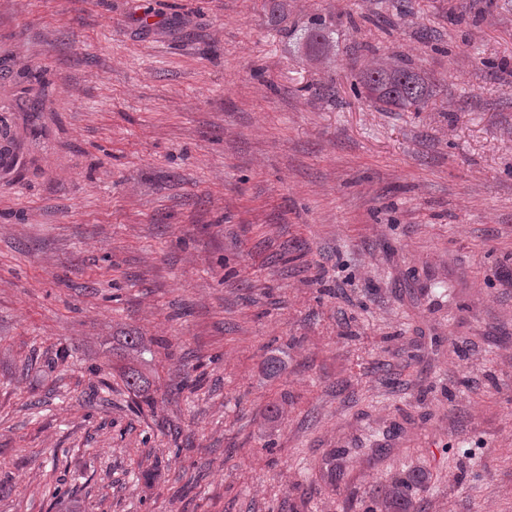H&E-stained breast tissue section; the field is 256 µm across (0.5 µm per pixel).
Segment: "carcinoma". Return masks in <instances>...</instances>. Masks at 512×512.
I'll return each mask as SVG.
<instances>
[{
    "label": "carcinoma",
    "mask_w": 512,
    "mask_h": 512,
    "mask_svg": "<svg viewBox=\"0 0 512 512\" xmlns=\"http://www.w3.org/2000/svg\"><path fill=\"white\" fill-rule=\"evenodd\" d=\"M307 43L315 54L323 55L329 51V36L322 23H315V27L308 31ZM361 83L365 97L390 112H418L431 96L427 79L411 64L399 60L377 63L362 76ZM423 479L421 472L411 471L380 489L377 496L380 512H415L409 490Z\"/></svg>",
    "instance_id": "1"
}]
</instances>
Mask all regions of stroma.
Masks as SVG:
<instances>
[{
	"mask_svg": "<svg viewBox=\"0 0 512 512\" xmlns=\"http://www.w3.org/2000/svg\"><path fill=\"white\" fill-rule=\"evenodd\" d=\"M387 56L422 111L355 96ZM412 470L512 512V0H0V512Z\"/></svg>",
	"mask_w": 512,
	"mask_h": 512,
	"instance_id": "35a3bbf8",
	"label": "stroma"
}]
</instances>
